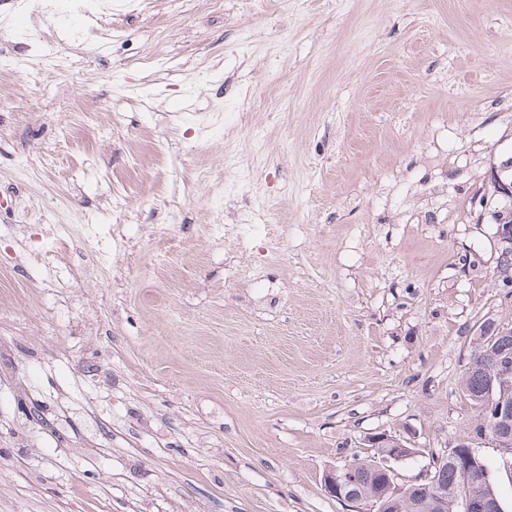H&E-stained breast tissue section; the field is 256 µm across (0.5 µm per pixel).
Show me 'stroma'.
<instances>
[{
    "label": "stroma",
    "mask_w": 512,
    "mask_h": 512,
    "mask_svg": "<svg viewBox=\"0 0 512 512\" xmlns=\"http://www.w3.org/2000/svg\"><path fill=\"white\" fill-rule=\"evenodd\" d=\"M125 2L0 0V512H347L380 433L420 478L512 321V0ZM497 185L498 193L506 202V205L499 211L497 221L502 239L511 245L510 249L507 250L503 256V260H506L509 259L512 254V209L510 206L512 200V181L506 183L500 180Z\"/></svg>",
    "instance_id": "1"
}]
</instances>
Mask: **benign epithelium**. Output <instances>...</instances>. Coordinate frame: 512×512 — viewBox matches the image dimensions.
<instances>
[{"instance_id":"obj_1","label":"benign epithelium","mask_w":512,"mask_h":512,"mask_svg":"<svg viewBox=\"0 0 512 512\" xmlns=\"http://www.w3.org/2000/svg\"><path fill=\"white\" fill-rule=\"evenodd\" d=\"M498 193L506 205L500 210L499 224L502 239L512 245V181H498ZM492 333L496 336L512 335V322L490 320L479 325L477 335ZM485 423L480 435L489 438L505 458L506 466L512 465V430L505 427L506 415L512 412V362L500 365L497 374L496 391L483 402ZM370 447L378 450L377 468L384 476V492L371 499L363 500L350 492L341 469L335 468L324 475V489L329 496L354 509V512H405L404 492L411 481L402 479L395 464L404 461L419 450L415 443L404 437L379 434L369 440ZM459 512H490L501 509L498 501L465 493L457 500Z\"/></svg>"}]
</instances>
